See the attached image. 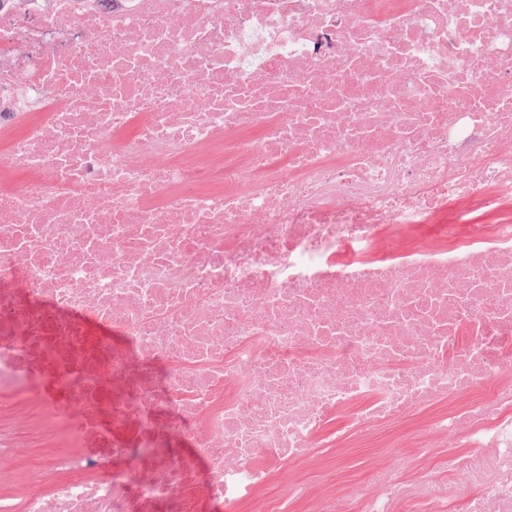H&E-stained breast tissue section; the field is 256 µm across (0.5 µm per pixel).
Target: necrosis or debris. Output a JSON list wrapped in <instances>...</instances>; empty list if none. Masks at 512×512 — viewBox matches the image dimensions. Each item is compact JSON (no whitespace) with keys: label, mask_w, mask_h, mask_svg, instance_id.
Segmentation results:
<instances>
[{"label":"necrosis or debris","mask_w":512,"mask_h":512,"mask_svg":"<svg viewBox=\"0 0 512 512\" xmlns=\"http://www.w3.org/2000/svg\"><path fill=\"white\" fill-rule=\"evenodd\" d=\"M0 414V512H512V0H7ZM379 450L380 448H347L337 458L324 459L322 465L327 475V486L330 489L335 488L336 479L343 471L355 464L363 455Z\"/></svg>","instance_id":"necrosis-or-debris-1"}]
</instances>
